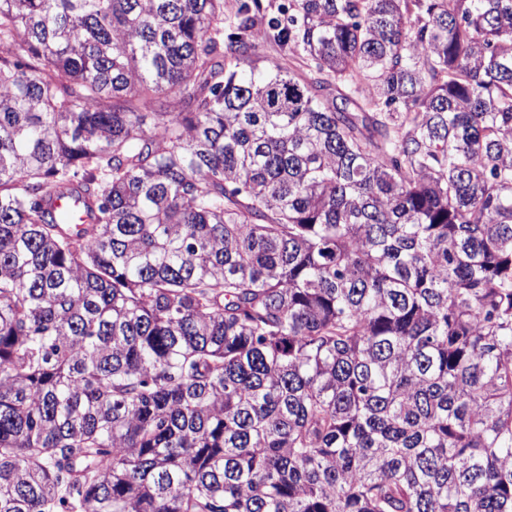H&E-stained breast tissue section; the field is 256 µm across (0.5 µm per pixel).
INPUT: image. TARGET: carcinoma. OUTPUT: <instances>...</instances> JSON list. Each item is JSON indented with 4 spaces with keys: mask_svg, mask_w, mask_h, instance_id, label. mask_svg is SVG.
Instances as JSON below:
<instances>
[{
    "mask_svg": "<svg viewBox=\"0 0 512 512\" xmlns=\"http://www.w3.org/2000/svg\"><path fill=\"white\" fill-rule=\"evenodd\" d=\"M272 8L0 0V512H512V0Z\"/></svg>",
    "mask_w": 512,
    "mask_h": 512,
    "instance_id": "obj_1",
    "label": "carcinoma"
}]
</instances>
